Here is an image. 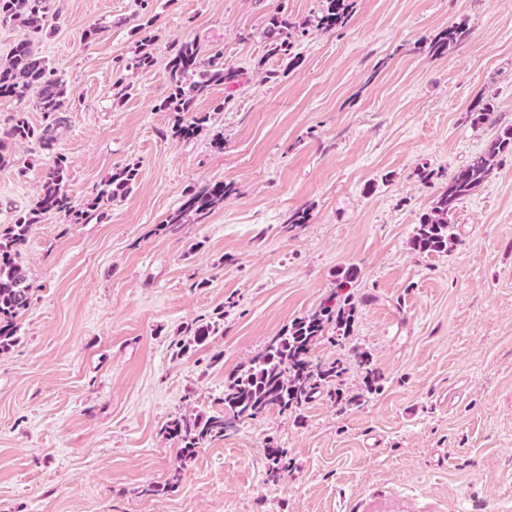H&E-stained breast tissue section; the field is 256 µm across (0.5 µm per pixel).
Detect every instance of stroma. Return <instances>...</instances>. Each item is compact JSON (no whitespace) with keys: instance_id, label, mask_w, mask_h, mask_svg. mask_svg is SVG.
Segmentation results:
<instances>
[{"instance_id":"35a3bbf8","label":"stroma","mask_w":512,"mask_h":512,"mask_svg":"<svg viewBox=\"0 0 512 512\" xmlns=\"http://www.w3.org/2000/svg\"><path fill=\"white\" fill-rule=\"evenodd\" d=\"M56 3L33 48L67 82L63 123L53 150H0V225L54 156L80 208L116 169L139 176L83 223L33 225L21 249L32 295L0 351V512H512V160L459 204L448 253L410 246L440 188L414 170L453 173L512 124V0H354L326 33L319 0H152L147 70L125 66L137 0ZM278 12L307 30L297 64L265 56ZM459 22L467 38L429 54ZM190 39L223 48L243 83L199 96L183 141L159 105L169 51ZM482 99L495 124H472ZM216 182L233 192L204 221L166 226L187 189ZM297 210L309 222L287 228ZM350 268L353 331L313 350L343 361L345 400L235 423L179 460L163 424L216 410ZM206 322L218 332L194 344ZM270 444L288 451L274 480Z\"/></svg>"}]
</instances>
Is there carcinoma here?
I'll return each mask as SVG.
<instances>
[{
	"instance_id": "1",
	"label": "carcinoma",
	"mask_w": 512,
	"mask_h": 512,
	"mask_svg": "<svg viewBox=\"0 0 512 512\" xmlns=\"http://www.w3.org/2000/svg\"><path fill=\"white\" fill-rule=\"evenodd\" d=\"M353 0H323L316 29L330 32L342 27L351 12ZM50 0H0V24H18L22 36L10 54L0 61V97H13L19 101L31 89L37 92V107L46 114L61 110L66 93L62 77L54 73L48 61L37 55L31 39L48 35L50 26ZM294 26L288 19L275 14L268 19L266 28L267 54L288 59L293 54ZM468 35L465 25H451L429 42V53L435 56L448 54ZM151 38L136 40L132 56L126 67L146 69L153 63L150 51ZM170 94L159 108L170 112L194 111L196 99L215 84L233 87L239 83L241 73L224 62L223 53L208 54L195 39L175 47L167 62ZM494 103L487 101L471 111L473 124L495 123ZM204 118L185 123L179 118L174 124V134L182 139L194 137ZM57 125L49 123L42 128L32 126L17 112L3 137L20 142H36L45 150L53 148ZM512 155V126L505 127L461 168L448 177L439 189L430 210L420 219L412 237L413 249L420 253H446L453 242L452 217L461 201L484 182L495 166ZM138 175L137 168L125 166L116 170L104 181L97 198L87 203V210L98 208V199H115L128 194ZM68 164L62 156L54 157L48 168L41 192L28 212L14 223L0 226V351L15 341L19 314L27 308L32 286L18 256L26 243L31 227L43 222L52 214L63 216L72 224L81 223L86 210L73 205L67 190ZM230 186L219 182L200 190L191 189L181 206L166 219L172 227L185 223L189 213L202 220L218 204L231 195ZM356 273L345 272L320 309L311 315L293 321L275 337L265 351L253 360L247 374L236 378L224 387L220 408L210 415H179L169 419L161 429L168 439L179 447V456L186 459L206 444L224 438L228 421L252 420L270 410L280 412L299 409L308 404L314 395L328 383L341 377L342 364H321L312 358V346L333 329L342 336L350 333L354 307L350 296L341 295L346 285L353 282ZM269 477L275 479L288 468L287 452L283 448L267 446Z\"/></svg>"
}]
</instances>
